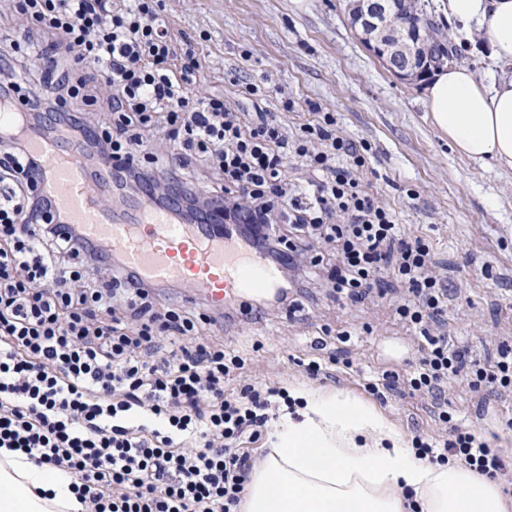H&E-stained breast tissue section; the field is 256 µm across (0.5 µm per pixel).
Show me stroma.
<instances>
[{
	"instance_id": "obj_1",
	"label": "stroma",
	"mask_w": 512,
	"mask_h": 512,
	"mask_svg": "<svg viewBox=\"0 0 512 512\" xmlns=\"http://www.w3.org/2000/svg\"><path fill=\"white\" fill-rule=\"evenodd\" d=\"M176 47L201 57L196 86L237 101L244 112H272L289 127L312 120V108L335 113L339 134L368 145L365 180L392 208L406 233L430 243L437 270L453 287L438 330L480 358L512 345V171L461 157L433 124L421 84L391 72L351 26L348 0H164ZM265 83L262 98L238 87ZM399 288L353 304L325 288L292 292L290 305L258 324L219 333L226 349L250 360L253 382L332 393L375 410L404 441L437 434L428 400L410 387L378 400L365 379L407 375L418 335L396 312ZM352 342H343L345 333ZM337 353L363 366V376L332 369L325 382L307 378L303 362ZM464 426L512 455V394L472 392L448 382Z\"/></svg>"
}]
</instances>
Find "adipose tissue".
Segmentation results:
<instances>
[{
  "mask_svg": "<svg viewBox=\"0 0 512 512\" xmlns=\"http://www.w3.org/2000/svg\"><path fill=\"white\" fill-rule=\"evenodd\" d=\"M449 22L477 29L502 74L485 84L468 67L436 69L422 100L462 156L512 169V0H439ZM302 421L283 414L264 464L251 476L241 512H405L413 492L421 512H507L495 485L456 462L419 460L368 407L292 389ZM80 512L61 474L40 471L0 448V512Z\"/></svg>",
  "mask_w": 512,
  "mask_h": 512,
  "instance_id": "ef3b65f1",
  "label": "adipose tissue"
}]
</instances>
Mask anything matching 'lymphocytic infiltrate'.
<instances>
[{
	"mask_svg": "<svg viewBox=\"0 0 512 512\" xmlns=\"http://www.w3.org/2000/svg\"><path fill=\"white\" fill-rule=\"evenodd\" d=\"M15 11L24 28L0 36V108H23L21 130L0 128V448L68 476L81 512H238L255 465L243 441L295 406L283 387L242 382L245 359L205 337L219 312L159 306L155 285L62 231L24 134L63 131L87 158L117 161L116 198L159 206L170 195L180 217L219 213L283 272L352 302L391 271L419 356L407 379L366 391L382 400L407 383L443 427L413 437L419 459L512 485V457L455 423L448 397L458 376L475 392H512V348L486 361L431 333L448 280L427 240L366 190L361 148L337 135L333 113L292 133L272 113L246 118L200 93L196 53L176 52L161 0H16ZM293 158L304 181L288 178Z\"/></svg>",
	"mask_w": 512,
	"mask_h": 512,
	"instance_id": "lymphocytic-infiltrate-1",
	"label": "lymphocytic infiltrate"
}]
</instances>
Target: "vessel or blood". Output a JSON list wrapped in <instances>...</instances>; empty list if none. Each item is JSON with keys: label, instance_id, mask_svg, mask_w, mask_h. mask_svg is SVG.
<instances>
[{"label": "vessel or blood", "instance_id": "b4317fda", "mask_svg": "<svg viewBox=\"0 0 512 512\" xmlns=\"http://www.w3.org/2000/svg\"><path fill=\"white\" fill-rule=\"evenodd\" d=\"M27 143L45 163L44 182L57 195L66 223L119 255L145 281L188 288L192 299L234 310L246 323L255 318L254 301L280 289L278 269L250 252L233 225L183 224L153 207L126 217L105 208L100 198L102 183L115 174L111 156L99 155L87 167L80 142L63 133L31 136Z\"/></svg>", "mask_w": 512, "mask_h": 512}]
</instances>
